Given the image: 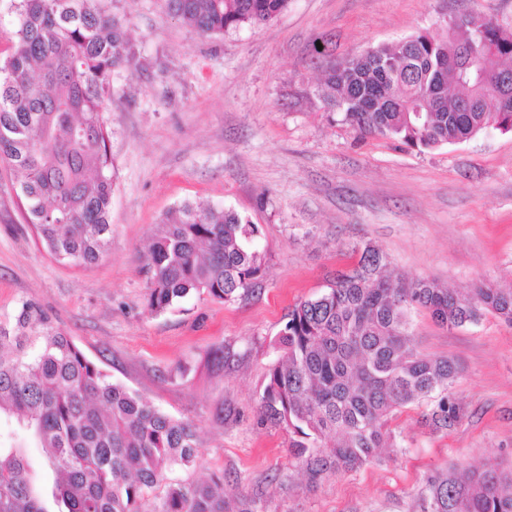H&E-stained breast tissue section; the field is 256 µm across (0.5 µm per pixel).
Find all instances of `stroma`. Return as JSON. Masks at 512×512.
<instances>
[{"mask_svg":"<svg viewBox=\"0 0 512 512\" xmlns=\"http://www.w3.org/2000/svg\"><path fill=\"white\" fill-rule=\"evenodd\" d=\"M136 46L114 73L112 245L90 266L43 249L0 165V324L41 310L113 380L195 425L197 475L223 471L263 512H415L443 468L512 466V327L494 315L448 329L415 311L418 350L462 362L463 409L444 433L425 404L391 422L382 461L309 484L294 435L260 421L265 376L293 304L318 295L372 242L394 273L459 292L512 285V131L418 150L359 138L321 98L323 67L459 16L512 32V0H290L271 24L205 37L164 0H112ZM190 202L257 224L269 262L252 297L191 296L147 308L144 253L165 213ZM229 354L224 365L211 358Z\"/></svg>","mask_w":512,"mask_h":512,"instance_id":"obj_1","label":"stroma"}]
</instances>
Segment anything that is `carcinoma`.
I'll use <instances>...</instances> for the list:
<instances>
[{
    "label": "carcinoma",
    "mask_w": 512,
    "mask_h": 512,
    "mask_svg": "<svg viewBox=\"0 0 512 512\" xmlns=\"http://www.w3.org/2000/svg\"><path fill=\"white\" fill-rule=\"evenodd\" d=\"M289 0H165L203 36L261 27ZM17 16L0 66V163L19 177L28 223L56 259L87 265L112 243L114 165L102 112L112 74L134 50L112 0H11ZM488 45L512 59V32L487 18L424 31L333 64L324 100L360 137L423 149L512 129L490 88L467 78L468 52ZM257 225L230 209L183 203L169 211L146 255L148 308L161 313L191 295L226 303L251 296L267 253ZM357 264L320 294L297 302L269 367L261 421L298 439L290 456L310 482L381 461L397 448L391 418L429 404L423 423L452 428L460 365L420 353L410 314L423 309L449 329L490 313L512 326V287L462 295L439 282L394 277L366 243ZM42 449L51 488L37 486L25 449ZM195 427L114 382L36 307L0 326V512H259L235 509L224 474L194 476ZM416 512H512V468L497 463L427 478Z\"/></svg>",
    "instance_id": "1"
}]
</instances>
